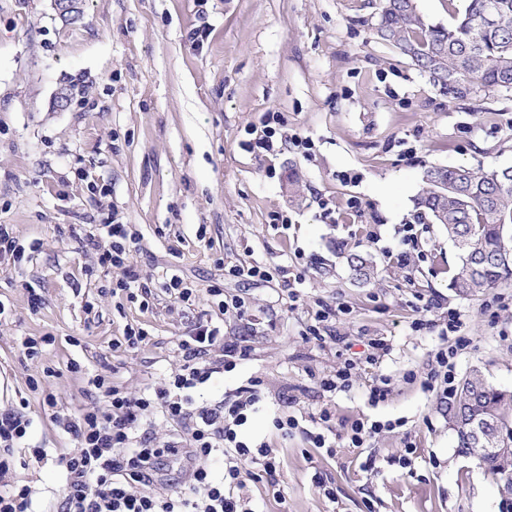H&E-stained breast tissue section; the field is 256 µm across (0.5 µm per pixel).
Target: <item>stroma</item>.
<instances>
[{"label": "stroma", "instance_id": "stroma-1", "mask_svg": "<svg viewBox=\"0 0 512 512\" xmlns=\"http://www.w3.org/2000/svg\"><path fill=\"white\" fill-rule=\"evenodd\" d=\"M378 22L379 0H83L72 24L52 0H0V224L39 245L0 264V410L32 421L0 489L31 486L37 512H57L58 458L77 443L55 415L99 401L97 376L161 386L188 326L208 320L247 354L229 371L209 354L198 405L258 384L238 437L281 465L279 494L245 480L252 512H501L497 478L457 451L437 355L453 351L455 381L476 367L512 392V283L452 290L458 252L442 225L418 223L414 199L429 165L512 166V91L442 94ZM268 112L291 136L274 156L244 146ZM115 219L139 236L130 262L149 304L113 291L120 271H97L86 245ZM350 253L372 257L375 282L352 279ZM250 266L265 278L237 275ZM174 275L193 302L159 290ZM213 285L243 307L221 313ZM131 326L148 338L117 347ZM44 336L27 357L23 341ZM347 363L351 386L323 390ZM288 416L298 428L277 430ZM358 420L384 428L354 448Z\"/></svg>", "mask_w": 512, "mask_h": 512}]
</instances>
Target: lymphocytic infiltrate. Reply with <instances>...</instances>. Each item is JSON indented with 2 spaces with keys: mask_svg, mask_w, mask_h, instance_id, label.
Instances as JSON below:
<instances>
[{
  "mask_svg": "<svg viewBox=\"0 0 512 512\" xmlns=\"http://www.w3.org/2000/svg\"><path fill=\"white\" fill-rule=\"evenodd\" d=\"M135 236L125 224H104L87 244L97 255L103 273L120 269L118 286L150 297L148 285L130 263ZM183 362L167 385L153 393L136 395L104 379L94 381L104 403L83 408L78 416L62 418L77 446L62 455L65 482L59 491L61 512H249L238 490L244 477L265 481L269 489L279 484L280 464L268 449L254 448L239 439L237 429L260 400L257 388L231 402L195 407L194 395L213 373L207 357L221 349L225 367H233L241 346L224 340L213 325H199L179 344ZM162 415L181 429L164 441L142 434L147 415ZM31 421L23 412L0 411V474L10 469L14 450L26 437ZM195 461L187 489L161 495L156 487L168 458ZM220 458L222 473L198 467V460Z\"/></svg>",
  "mask_w": 512,
  "mask_h": 512,
  "instance_id": "lymphocytic-infiltrate-1",
  "label": "lymphocytic infiltrate"
}]
</instances>
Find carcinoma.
Wrapping results in <instances>:
<instances>
[{"label": "carcinoma", "mask_w": 512, "mask_h": 512, "mask_svg": "<svg viewBox=\"0 0 512 512\" xmlns=\"http://www.w3.org/2000/svg\"><path fill=\"white\" fill-rule=\"evenodd\" d=\"M378 36L394 45L434 86L445 94L449 84L475 89H512V0H466L460 20L449 28L425 23L417 0H382ZM415 200L416 219L441 224L459 250L460 265L450 287L460 295L477 296L512 280V167L483 171L467 167L430 166ZM347 262L355 278L369 283L373 262L351 253ZM497 423L494 443L512 441L503 427L512 421V393L489 385L472 370L448 402V420L457 446L467 447L464 429L473 418ZM478 461L512 489V459L485 456Z\"/></svg>", "instance_id": "cac0c4a2"}]
</instances>
